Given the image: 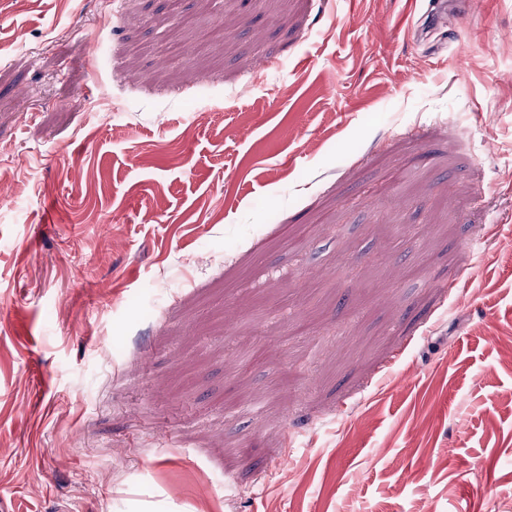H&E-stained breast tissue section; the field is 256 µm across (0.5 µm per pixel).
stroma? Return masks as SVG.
<instances>
[{
	"label": "stroma",
	"instance_id": "1",
	"mask_svg": "<svg viewBox=\"0 0 512 512\" xmlns=\"http://www.w3.org/2000/svg\"><path fill=\"white\" fill-rule=\"evenodd\" d=\"M181 2L0 0V512H507L512 0Z\"/></svg>",
	"mask_w": 512,
	"mask_h": 512
}]
</instances>
